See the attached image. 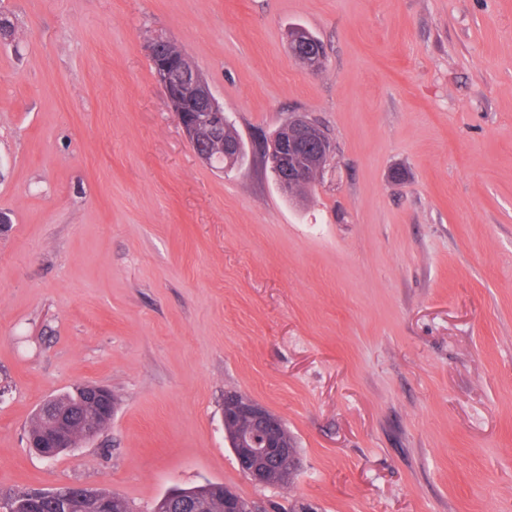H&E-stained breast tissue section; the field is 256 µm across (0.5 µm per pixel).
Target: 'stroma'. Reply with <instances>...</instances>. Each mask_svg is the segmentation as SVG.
Segmentation results:
<instances>
[{
    "instance_id": "stroma-1",
    "label": "stroma",
    "mask_w": 512,
    "mask_h": 512,
    "mask_svg": "<svg viewBox=\"0 0 512 512\" xmlns=\"http://www.w3.org/2000/svg\"><path fill=\"white\" fill-rule=\"evenodd\" d=\"M0 499L68 485L152 512L221 483L267 512H512V0H0ZM325 47L311 75L289 28ZM182 46L248 149L196 157L147 53ZM336 144L304 200L261 148ZM112 390L46 460L32 416ZM236 391L299 451L252 482ZM334 144L326 130L304 112H294L264 148L276 183L284 194L310 174L321 175L334 154ZM78 401L79 395L73 390L45 401L35 412L31 420L29 436L36 437L42 435L51 428L49 418L41 412L43 406L49 404L57 411H65L78 406ZM82 411L83 420L75 424L74 433L72 437V444L77 446H79L82 441V444H85L96 439L101 433V428L105 429L111 423V419L109 417H104L101 414H99L98 411L93 406H85L83 407ZM85 420L95 421L101 427L92 425L84 429L83 421ZM71 424L72 420L69 418V414L54 416V437L60 442L67 443L68 447L72 446V435L70 428Z\"/></svg>"
}]
</instances>
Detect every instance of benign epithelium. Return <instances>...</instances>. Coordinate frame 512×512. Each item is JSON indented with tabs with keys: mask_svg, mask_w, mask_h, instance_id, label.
<instances>
[{
	"mask_svg": "<svg viewBox=\"0 0 512 512\" xmlns=\"http://www.w3.org/2000/svg\"><path fill=\"white\" fill-rule=\"evenodd\" d=\"M168 45V37L154 36L148 44V56L154 74L197 156L225 171L241 167L244 162L241 145L235 142L224 144V129L232 125L224 106L217 101L194 65L171 53ZM288 47L309 73L322 71L324 53L309 32L301 28L288 30ZM334 150L328 133L316 120L304 112H295L267 142L264 158L279 189L286 194L310 174H322ZM82 400L107 412L112 397L104 387L88 386L83 390ZM238 416L251 419L255 427L262 430L263 437L240 436L229 440V445L237 449L239 465L246 476L257 484L267 485L274 462L287 455L291 447L283 437L284 423L250 397L228 393L224 398V418ZM71 424L67 414L54 416V437L60 442L71 443ZM90 495L88 488L70 486L59 501L64 512H71L74 501ZM169 497L173 501L165 505L167 509L176 505L187 510L198 508V502L191 499V493L185 490L176 488Z\"/></svg>",
	"mask_w": 512,
	"mask_h": 512,
	"instance_id": "benign-epithelium-1",
	"label": "benign epithelium"
}]
</instances>
